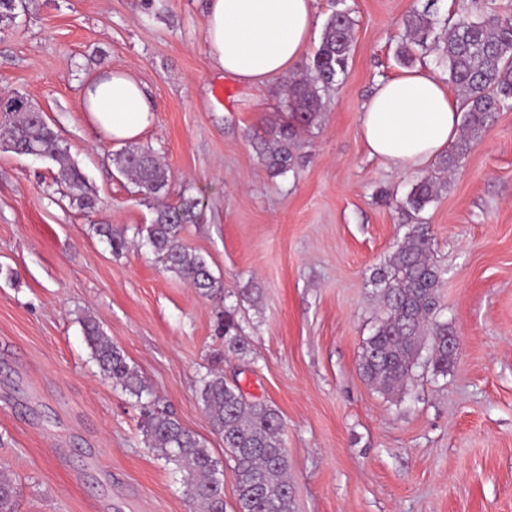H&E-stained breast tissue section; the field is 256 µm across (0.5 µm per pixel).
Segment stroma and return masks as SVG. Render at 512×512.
Listing matches in <instances>:
<instances>
[{"label": "stroma", "mask_w": 512, "mask_h": 512, "mask_svg": "<svg viewBox=\"0 0 512 512\" xmlns=\"http://www.w3.org/2000/svg\"><path fill=\"white\" fill-rule=\"evenodd\" d=\"M420 2L313 0L319 23L351 13L353 54L277 178L257 147L288 118L284 82L249 87L208 67L204 0H25L0 22V92L44 111L99 200L85 216L54 161L0 149V472L18 487L15 512L193 510L143 442L141 403L92 359L89 314L216 458L224 441L199 400L209 368L275 406L294 512H512V109L416 218L398 202L423 170L389 171L359 133L376 84L402 69L403 22ZM110 66L150 93L156 121L137 143L169 170L160 200L195 202L182 240L222 278L221 296L197 294L138 240L157 199L117 173L121 143L77 109ZM417 221L461 349L447 375L417 370L391 397L360 370L379 310L371 279ZM98 223L130 247L113 254ZM247 285L257 301L239 299ZM228 304L242 356L225 355L216 331Z\"/></svg>", "instance_id": "1"}]
</instances>
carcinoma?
<instances>
[{"instance_id":"cac0c4a2","label":"carcinoma","mask_w":512,"mask_h":512,"mask_svg":"<svg viewBox=\"0 0 512 512\" xmlns=\"http://www.w3.org/2000/svg\"><path fill=\"white\" fill-rule=\"evenodd\" d=\"M475 0H458L450 19H441L433 3L414 8L404 20L405 41L397 59L413 64L418 55L437 50L436 65L458 93L462 133L436 162V175L418 179L401 201L416 214L447 189L454 171L475 141L491 126L496 114L512 108V12H477ZM355 21L345 10L328 18L320 44L301 78L291 77L284 104L290 120L271 131L259 147L262 164L273 176L294 169L300 147L298 130L316 125L325 111L326 93L345 75L351 54ZM0 134L6 149L22 146L57 162L66 196L89 213L98 205L83 172L68 162L62 140L45 117L25 110L13 97L0 102ZM117 171L149 195L167 190L169 171L148 147H129L113 154ZM195 205H165L155 211L143 236L164 270L178 275L199 294L211 297L224 291L206 259L181 241L183 225L194 220ZM95 234L106 238L116 255L127 247L124 236L110 224H94ZM374 285L382 315L363 345L361 370L365 379L387 395L403 392L414 373L428 366L439 375L448 373L452 353L448 337L453 330L439 318L441 271L432 260L431 238L426 227L415 225L389 262L376 270ZM92 358L122 391L140 400L151 395L147 381L129 364L124 351L105 335L92 317L83 323ZM224 351L243 355L248 344L235 320L234 308L224 307ZM429 357L422 359V352ZM200 400L213 430L224 440L226 462L235 475L237 512H293L288 480V453L282 438V419L271 405L249 401L224 374L209 371L201 379ZM141 433L158 458L173 464L181 474L184 495L198 512H225L224 490L215 480L216 460L198 436L165 409L144 414ZM12 480L0 476V512H14Z\"/></svg>"}]
</instances>
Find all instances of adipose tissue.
Wrapping results in <instances>:
<instances>
[{
    "instance_id": "1",
    "label": "adipose tissue",
    "mask_w": 512,
    "mask_h": 512,
    "mask_svg": "<svg viewBox=\"0 0 512 512\" xmlns=\"http://www.w3.org/2000/svg\"><path fill=\"white\" fill-rule=\"evenodd\" d=\"M204 17L209 63L246 85L270 83L288 72L318 25L312 0H206ZM79 109L115 141L135 140L155 121L144 84L123 67L89 79ZM359 130L369 157L388 169L421 168L457 139L458 101L445 82L418 66L377 84Z\"/></svg>"
}]
</instances>
